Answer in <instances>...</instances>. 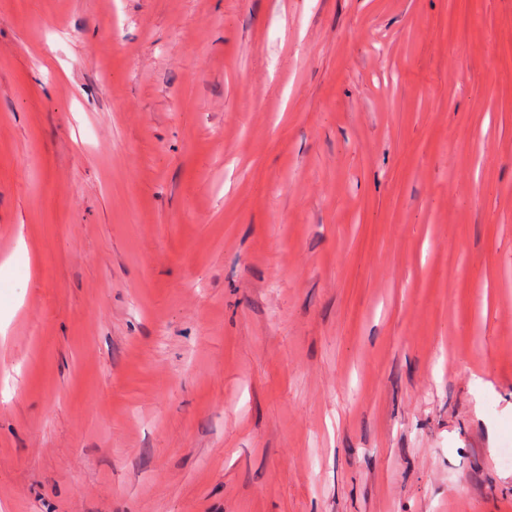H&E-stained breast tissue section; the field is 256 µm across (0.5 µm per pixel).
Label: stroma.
<instances>
[{
    "label": "stroma",
    "instance_id": "35a3bbf8",
    "mask_svg": "<svg viewBox=\"0 0 512 512\" xmlns=\"http://www.w3.org/2000/svg\"><path fill=\"white\" fill-rule=\"evenodd\" d=\"M512 0H0V512H512Z\"/></svg>",
    "mask_w": 512,
    "mask_h": 512
}]
</instances>
